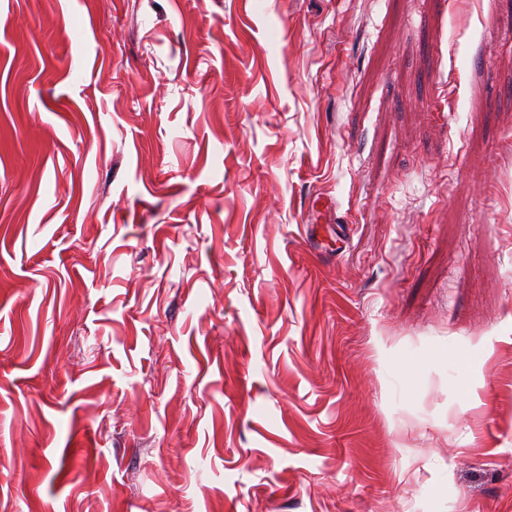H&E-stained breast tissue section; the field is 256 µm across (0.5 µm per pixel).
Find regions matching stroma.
Masks as SVG:
<instances>
[{
  "mask_svg": "<svg viewBox=\"0 0 512 512\" xmlns=\"http://www.w3.org/2000/svg\"><path fill=\"white\" fill-rule=\"evenodd\" d=\"M0 512H512V0H0Z\"/></svg>",
  "mask_w": 512,
  "mask_h": 512,
  "instance_id": "obj_1",
  "label": "stroma"
}]
</instances>
